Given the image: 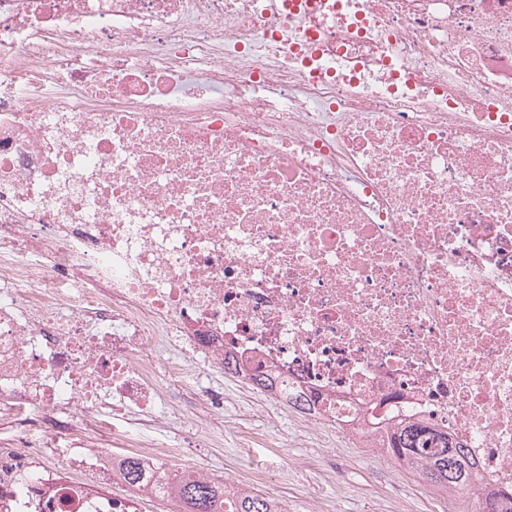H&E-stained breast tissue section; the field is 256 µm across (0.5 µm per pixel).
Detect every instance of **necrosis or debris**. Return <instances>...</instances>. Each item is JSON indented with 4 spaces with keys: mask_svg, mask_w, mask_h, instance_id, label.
<instances>
[{
    "mask_svg": "<svg viewBox=\"0 0 512 512\" xmlns=\"http://www.w3.org/2000/svg\"><path fill=\"white\" fill-rule=\"evenodd\" d=\"M374 9L311 20L356 86L304 77L262 0H0V512H138L179 452L159 370L220 410L228 361L512 494V0ZM129 456L151 480L113 495Z\"/></svg>",
    "mask_w": 512,
    "mask_h": 512,
    "instance_id": "necrosis-or-debris-1",
    "label": "necrosis or debris"
}]
</instances>
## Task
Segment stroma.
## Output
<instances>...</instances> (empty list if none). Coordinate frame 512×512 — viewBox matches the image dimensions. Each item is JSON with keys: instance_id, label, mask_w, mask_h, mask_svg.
<instances>
[{"instance_id": "1", "label": "stroma", "mask_w": 512, "mask_h": 512, "mask_svg": "<svg viewBox=\"0 0 512 512\" xmlns=\"http://www.w3.org/2000/svg\"><path fill=\"white\" fill-rule=\"evenodd\" d=\"M211 385L224 394V410L207 411L191 381L157 382L176 409L165 429L177 437L206 419L209 436L187 448L183 464H197L213 478L234 483L257 480L259 492L284 502L288 512H310L313 501L326 512H469L464 499L449 498L394 462L302 427L287 404L260 401L243 391L235 377L218 369Z\"/></svg>"}]
</instances>
